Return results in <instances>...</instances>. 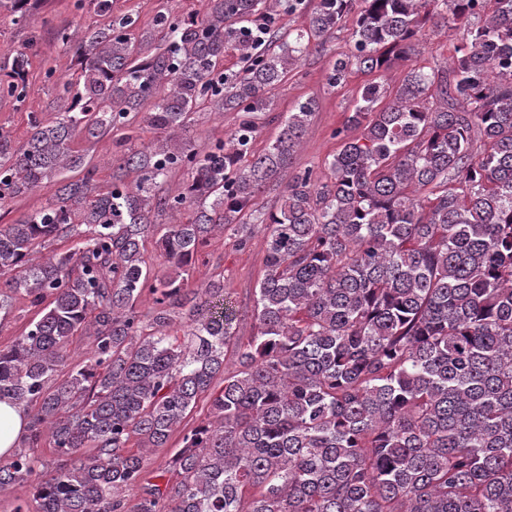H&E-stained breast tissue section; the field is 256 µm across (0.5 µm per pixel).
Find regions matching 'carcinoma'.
Masks as SVG:
<instances>
[{
  "mask_svg": "<svg viewBox=\"0 0 512 512\" xmlns=\"http://www.w3.org/2000/svg\"><path fill=\"white\" fill-rule=\"evenodd\" d=\"M95 7L105 26L57 33L79 72L54 120L29 113L22 145L0 130V207L72 173L0 226V316L16 296L38 308L0 349V400L30 418L0 458V489L32 483L14 512H512V0H205L139 33L114 0ZM352 12L353 49L326 61L331 88L411 60L429 24L460 23V42L444 65L408 67L393 95L365 84L346 120L361 134L333 131L326 178L286 180L318 103L286 112L256 155L272 91ZM296 14L306 25L284 27ZM28 63L21 51L0 65V98L23 101ZM204 108L238 113L226 139L128 147L138 119L167 132ZM112 133L104 192L72 144ZM176 171L187 181L172 194ZM166 211L187 221L157 223ZM78 226V248L33 262ZM257 230L265 268L243 339L224 278L188 280L216 232L244 248ZM84 335L90 357L71 366ZM203 395L213 419L169 458L176 480L149 482L146 451ZM46 436L49 470L31 452Z\"/></svg>",
  "mask_w": 512,
  "mask_h": 512,
  "instance_id": "carcinoma-1",
  "label": "carcinoma"
}]
</instances>
